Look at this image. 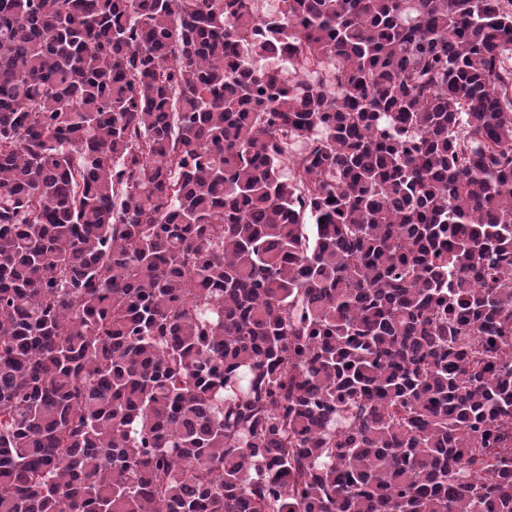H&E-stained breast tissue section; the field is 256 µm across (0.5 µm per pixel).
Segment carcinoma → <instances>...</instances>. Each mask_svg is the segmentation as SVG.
Listing matches in <instances>:
<instances>
[{
    "label": "carcinoma",
    "instance_id": "cac0c4a2",
    "mask_svg": "<svg viewBox=\"0 0 512 512\" xmlns=\"http://www.w3.org/2000/svg\"><path fill=\"white\" fill-rule=\"evenodd\" d=\"M0 0V512H512V0Z\"/></svg>",
    "mask_w": 512,
    "mask_h": 512
}]
</instances>
